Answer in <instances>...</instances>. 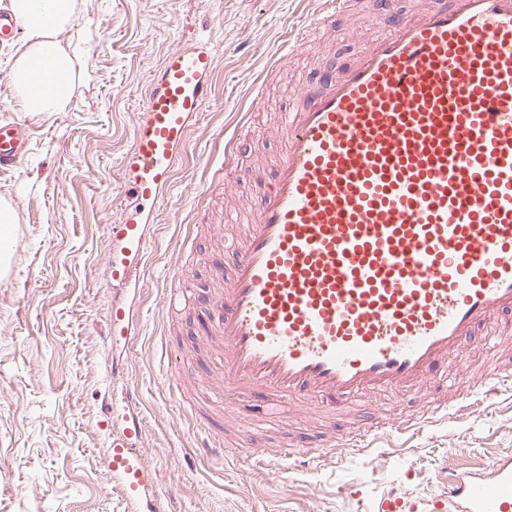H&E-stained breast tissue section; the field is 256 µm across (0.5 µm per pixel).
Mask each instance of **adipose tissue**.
Returning a JSON list of instances; mask_svg holds the SVG:
<instances>
[{"label": "adipose tissue", "mask_w": 512, "mask_h": 512, "mask_svg": "<svg viewBox=\"0 0 512 512\" xmlns=\"http://www.w3.org/2000/svg\"><path fill=\"white\" fill-rule=\"evenodd\" d=\"M8 9L28 32L8 75L15 100L31 114L67 111L88 78L64 39L79 16L81 0H8Z\"/></svg>", "instance_id": "ef3b65f1"}]
</instances>
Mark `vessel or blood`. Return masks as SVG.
Listing matches in <instances>:
<instances>
[{"mask_svg": "<svg viewBox=\"0 0 512 512\" xmlns=\"http://www.w3.org/2000/svg\"><path fill=\"white\" fill-rule=\"evenodd\" d=\"M350 0H318L311 28L327 27ZM385 29L340 70L322 72L283 112L270 175L251 204L230 272L199 309L212 345L215 405L260 396L288 407V440L250 449L276 466L342 463L379 436L399 440L457 416L462 403L493 404L512 383V359L471 374L465 345L512 343V0H434L416 14L382 0ZM215 50L198 38L169 51L147 81L123 160L129 196L157 205L170 187L191 123L214 91ZM31 129L0 119V170L30 150ZM150 210L110 225L113 289L142 278ZM195 295L167 289L168 314ZM109 335L134 343L138 312L113 303ZM423 394L424 409L366 424L358 399ZM315 417L299 432L297 419ZM196 452L220 460L230 438L217 417ZM104 464L128 512H164L158 475L141 448L139 396L104 408ZM443 512H512V456L459 472Z\"/></svg>", "mask_w": 512, "mask_h": 512, "instance_id": "1", "label": "vessel or blood"}]
</instances>
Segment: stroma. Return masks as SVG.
<instances>
[{"label":"stroma","instance_id":"stroma-1","mask_svg":"<svg viewBox=\"0 0 512 512\" xmlns=\"http://www.w3.org/2000/svg\"><path fill=\"white\" fill-rule=\"evenodd\" d=\"M314 8L313 0H84L74 40L91 79L71 111L47 117L21 114L8 83L14 51L0 47V116L24 118L33 131L27 158L0 172V197L18 214L11 272L0 277V512H126L99 464L110 440L100 406L118 385L140 396L143 452L178 512H379L393 489L419 512H435L459 471L512 455V388L495 409L473 404L463 419L430 426L408 447L381 441L337 466L293 470L285 485L270 469L243 472L194 452L191 412L205 394L171 398V356L180 354L194 378L211 351L194 342V309L167 317L161 297L174 270L202 295L217 266H231L232 238H214L209 227L224 223L227 209L243 212L253 176L278 148L277 113L316 72L344 67L385 26L378 0H356L335 26L291 50L293 27L312 20ZM201 34L217 53L213 95L153 214L142 288L112 290L109 227L132 208L122 161L143 89L167 52ZM273 61L279 68L269 83ZM247 110L254 133L225 161L224 140ZM116 300L138 308L141 320V337L125 347L106 339ZM116 367L121 379L113 384ZM259 405L238 406L251 422L235 447L284 442L256 420Z\"/></svg>","mask_w":512,"mask_h":512}]
</instances>
